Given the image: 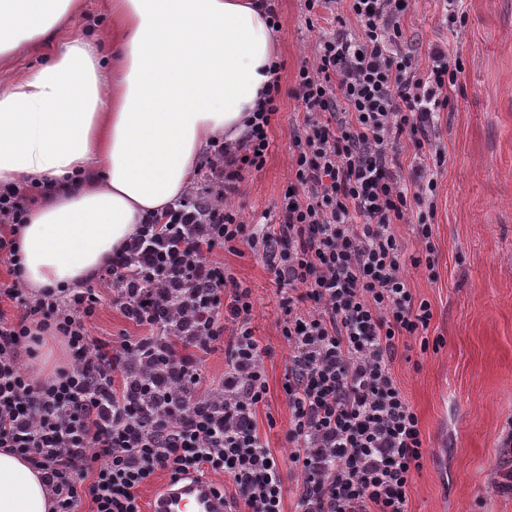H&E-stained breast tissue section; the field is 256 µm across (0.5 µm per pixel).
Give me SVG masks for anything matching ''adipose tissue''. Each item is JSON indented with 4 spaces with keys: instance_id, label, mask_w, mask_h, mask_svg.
I'll return each mask as SVG.
<instances>
[{
    "instance_id": "ef3b65f1",
    "label": "adipose tissue",
    "mask_w": 512,
    "mask_h": 512,
    "mask_svg": "<svg viewBox=\"0 0 512 512\" xmlns=\"http://www.w3.org/2000/svg\"><path fill=\"white\" fill-rule=\"evenodd\" d=\"M267 0H112L108 51L66 41L0 69V188L32 186L21 234L33 289L82 282L235 142L277 62ZM82 0H0V60L54 39ZM0 512H51L41 475L0 450Z\"/></svg>"
}]
</instances>
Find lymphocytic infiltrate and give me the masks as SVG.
<instances>
[{"label": "lymphocytic infiltrate", "instance_id": "1", "mask_svg": "<svg viewBox=\"0 0 512 512\" xmlns=\"http://www.w3.org/2000/svg\"><path fill=\"white\" fill-rule=\"evenodd\" d=\"M304 7L335 13L336 27L319 32L291 91L303 115L277 223L246 224L226 205L244 172L266 161L276 77L243 140L215 142L204 190L137 225L81 284L25 287L19 234L30 199L21 188L0 192V257L11 276L0 282V305L19 312L10 319L0 308V448L41 472L53 512H78L85 501L91 512H142L140 490L157 474L208 472L231 478L228 512H283L282 467L257 420L268 384L251 291L213 258L239 245L261 255L280 293L296 512H409L424 441L391 367L400 342L424 335L432 319L404 270L434 271L435 258L430 247L407 258L394 227L411 222L419 239L431 237L413 215L434 206L431 130L462 64L439 45L424 70L399 51L409 0ZM406 149L415 162L408 173ZM106 300L141 335L93 338L88 324ZM48 336L67 359L39 379L24 361ZM218 348L224 376L208 397L202 365Z\"/></svg>", "mask_w": 512, "mask_h": 512}]
</instances>
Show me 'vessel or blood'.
<instances>
[{"mask_svg": "<svg viewBox=\"0 0 512 512\" xmlns=\"http://www.w3.org/2000/svg\"><path fill=\"white\" fill-rule=\"evenodd\" d=\"M149 512H225L224 500L205 477L167 482L154 495Z\"/></svg>", "mask_w": 512, "mask_h": 512, "instance_id": "obj_1", "label": "vessel or blood"}]
</instances>
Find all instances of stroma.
I'll return each mask as SVG.
<instances>
[{"label": "stroma", "mask_w": 512, "mask_h": 512, "mask_svg": "<svg viewBox=\"0 0 512 512\" xmlns=\"http://www.w3.org/2000/svg\"><path fill=\"white\" fill-rule=\"evenodd\" d=\"M275 6L281 95L271 146L263 168L247 174L228 200L248 224L277 220L301 120L290 91L324 25L309 22L303 0H275ZM463 8L461 30L442 0H416L400 20L401 48L420 68L429 65L434 44L463 62L432 131L445 154L430 219L436 267L404 270L415 298L431 305L426 339L432 345L425 349L422 340L408 339L392 368L426 441L410 512H512V490L500 486L503 469L512 466V447L505 445L512 436V0H464ZM91 28L108 36L106 0H86L85 12L68 20L60 38ZM215 258L252 291V327L265 350L268 383L260 430L276 458L287 462L290 411L282 384L288 344L277 285L251 252L220 250Z\"/></svg>", "instance_id": "obj_1"}]
</instances>
